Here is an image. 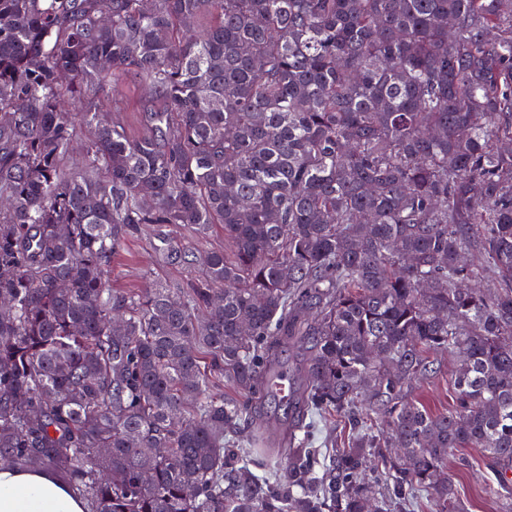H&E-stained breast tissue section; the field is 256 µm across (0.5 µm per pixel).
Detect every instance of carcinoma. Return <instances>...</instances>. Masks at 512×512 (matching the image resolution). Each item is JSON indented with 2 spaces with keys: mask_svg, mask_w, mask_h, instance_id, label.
Listing matches in <instances>:
<instances>
[{
  "mask_svg": "<svg viewBox=\"0 0 512 512\" xmlns=\"http://www.w3.org/2000/svg\"><path fill=\"white\" fill-rule=\"evenodd\" d=\"M119 78L137 138L100 118ZM0 197V456L86 512H461L455 448L512 512V0H0ZM146 224L233 259L162 234L187 282L110 287ZM458 351L432 414L409 386ZM326 412L355 437L322 457ZM112 97L124 98L128 101L127 112H109L110 104L107 102L103 107V113H107V119L118 121L126 126L133 136H140L144 132L143 112H138L136 94L133 93L132 85L126 80L112 82ZM173 236L182 243H196L202 250L224 248L229 251V245L224 240V230L220 224H214L206 236L198 237L192 228L174 229ZM272 406L268 410L272 412L271 418L268 420L265 428L263 429V441L258 448H266V454H274L281 448V439H282V425L279 421V418L283 416L284 412H287L286 404H281L280 406H276L274 408V404H270ZM286 408V409H285ZM273 412L275 415H273ZM277 413V415H276Z\"/></svg>",
  "mask_w": 512,
  "mask_h": 512,
  "instance_id": "cac0c4a2",
  "label": "carcinoma"
}]
</instances>
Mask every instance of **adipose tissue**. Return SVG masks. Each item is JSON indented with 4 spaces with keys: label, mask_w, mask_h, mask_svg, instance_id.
<instances>
[{
    "label": "adipose tissue",
    "mask_w": 512,
    "mask_h": 512,
    "mask_svg": "<svg viewBox=\"0 0 512 512\" xmlns=\"http://www.w3.org/2000/svg\"><path fill=\"white\" fill-rule=\"evenodd\" d=\"M0 512H85V504L55 475L4 464Z\"/></svg>",
    "instance_id": "ef3b65f1"
}]
</instances>
